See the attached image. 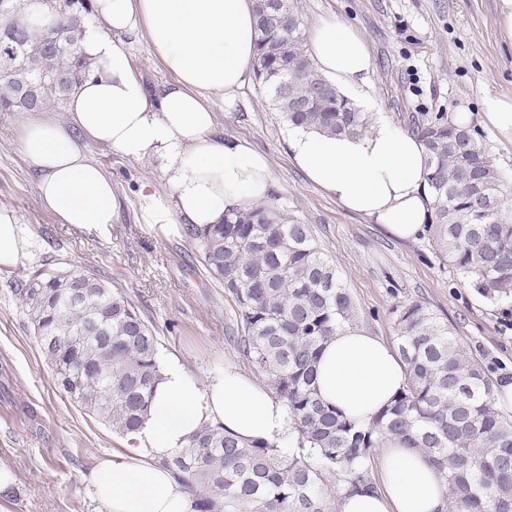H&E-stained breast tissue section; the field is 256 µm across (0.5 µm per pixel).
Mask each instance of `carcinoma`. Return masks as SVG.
Segmentation results:
<instances>
[{"label": "carcinoma", "instance_id": "cac0c4a2", "mask_svg": "<svg viewBox=\"0 0 512 512\" xmlns=\"http://www.w3.org/2000/svg\"><path fill=\"white\" fill-rule=\"evenodd\" d=\"M91 0H47L49 16L27 0H0V25L14 22L10 55L0 42V112L20 113L21 96L40 112L64 105L91 68L81 42ZM288 17L258 18L255 76L290 126L362 136L371 116L315 67L298 0ZM412 133L426 149L430 236L453 274L491 302L512 300V214L508 180L482 134L437 116ZM210 278L238 308L240 354L283 400L293 437L242 441L205 426L161 461L196 498L197 512H337L338 500L372 488L373 450L386 437L424 452L448 486L450 512H512V414L495 406L496 379L466 354L452 330L416 299L391 308L406 387L368 425L318 396L316 363L325 343L356 312L336 268L312 234L268 202L232 208L224 223L184 225ZM39 270L19 289L58 389L78 408L136 443L160 380L158 339L136 305L87 270ZM81 296H75L76 290Z\"/></svg>", "mask_w": 512, "mask_h": 512}]
</instances>
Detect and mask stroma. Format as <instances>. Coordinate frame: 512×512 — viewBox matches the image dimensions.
<instances>
[{
    "instance_id": "1",
    "label": "stroma",
    "mask_w": 512,
    "mask_h": 512,
    "mask_svg": "<svg viewBox=\"0 0 512 512\" xmlns=\"http://www.w3.org/2000/svg\"><path fill=\"white\" fill-rule=\"evenodd\" d=\"M300 8L305 26L333 16L363 34L372 120L408 132L436 115L468 112L494 164L512 176V132L490 125L483 110L487 96H512V45L499 36L497 0H301ZM215 110L225 136L247 140L268 158L277 206L311 225L356 305L352 328L395 342L391 307L417 299L452 325L495 377L512 380L511 301L492 303L453 284L428 233L398 239L310 182L288 153L287 124L254 75L233 104ZM19 123L0 115V208L18 215L26 241L17 264L0 265V462L17 478L0 495V512H92L83 477L126 442L57 388L18 299L21 282L40 269H88L126 293L156 326L160 356L177 355L192 376L203 380L227 366L251 377L257 371L229 343L236 304L207 276L194 247L139 224L137 185L151 167L90 146V158L112 179L120 212L108 225L64 224L41 204Z\"/></svg>"
}]
</instances>
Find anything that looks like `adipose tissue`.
<instances>
[{
	"instance_id": "ef3b65f1",
	"label": "adipose tissue",
	"mask_w": 512,
	"mask_h": 512,
	"mask_svg": "<svg viewBox=\"0 0 512 512\" xmlns=\"http://www.w3.org/2000/svg\"><path fill=\"white\" fill-rule=\"evenodd\" d=\"M93 8L82 43L93 68L70 96L67 121L34 112L20 127L43 205L64 224L113 223L119 199L111 177L88 157L91 143L153 165L154 176L138 184V221L167 237L268 200L266 157L247 141L224 137L214 112L215 99L234 101L256 57L254 0H93ZM141 33L149 55L173 76L153 92L122 41ZM307 46L320 73L371 106L361 34L324 19L308 31ZM287 144L307 178L349 211L402 240L422 233L430 208L425 149L416 137L382 121L359 137L293 128ZM406 383L396 350L360 330L338 331L317 364L321 399L363 425ZM206 424L244 440H284L289 429L284 403L258 381L228 367L201 382L167 356L137 447L113 451L83 477L93 512H195L193 497L161 461ZM376 470V489L347 495L340 512H446L447 484L418 449L383 439Z\"/></svg>"
}]
</instances>
